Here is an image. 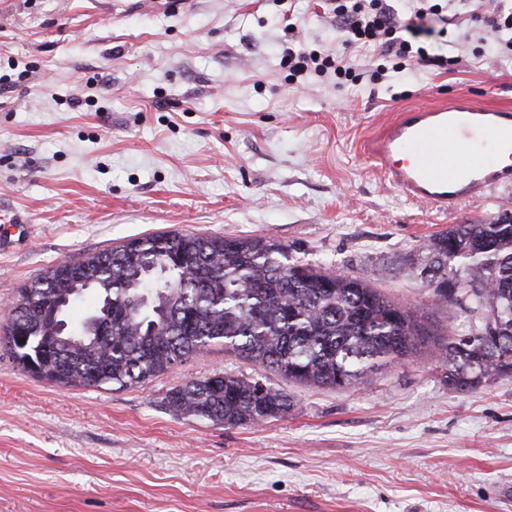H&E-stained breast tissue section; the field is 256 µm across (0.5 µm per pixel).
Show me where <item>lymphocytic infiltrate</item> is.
Instances as JSON below:
<instances>
[{"instance_id":"lymphocytic-infiltrate-1","label":"lymphocytic infiltrate","mask_w":512,"mask_h":512,"mask_svg":"<svg viewBox=\"0 0 512 512\" xmlns=\"http://www.w3.org/2000/svg\"><path fill=\"white\" fill-rule=\"evenodd\" d=\"M407 19H400L392 0H324V11L334 18L343 36L344 51L329 52L309 49L304 42L289 41L283 48L281 64L288 69L290 84L297 85L308 75L333 77L337 85H356L362 79L379 82L387 79H405L412 73V66L447 68L454 65L455 57L432 55L427 40L434 37L433 28L425 21L442 17L444 24H455V17L444 14L440 0H405ZM470 20H483L491 37L488 50L512 51V7L505 4L494 6L490 14H482L480 8L469 12ZM375 48V65L365 68L351 60L347 51L351 48Z\"/></svg>"}]
</instances>
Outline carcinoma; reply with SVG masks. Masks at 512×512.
Returning a JSON list of instances; mask_svg holds the SVG:
<instances>
[{
    "label": "carcinoma",
    "mask_w": 512,
    "mask_h": 512,
    "mask_svg": "<svg viewBox=\"0 0 512 512\" xmlns=\"http://www.w3.org/2000/svg\"><path fill=\"white\" fill-rule=\"evenodd\" d=\"M417 268L435 304L446 285L461 289L460 307L483 315L480 327L440 343L448 384L473 392L512 376V223L453 224L424 246ZM460 265L465 278H457ZM89 280L53 337L38 308ZM0 332L26 373L65 387L124 389L220 346L299 384L361 388L383 367L415 356L428 329L407 307L345 272L291 257L271 238L206 237L165 232L133 238L80 261L50 266L19 292ZM260 380L224 373V386L194 379L164 398L176 413L215 424H260L291 409L290 395Z\"/></svg>",
    "instance_id": "carcinoma-1"
}]
</instances>
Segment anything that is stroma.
<instances>
[{"label":"stroma","mask_w":512,"mask_h":512,"mask_svg":"<svg viewBox=\"0 0 512 512\" xmlns=\"http://www.w3.org/2000/svg\"><path fill=\"white\" fill-rule=\"evenodd\" d=\"M317 0H0V316L51 265L158 232L268 237L410 308L432 338L360 390L285 380L214 348L128 389L61 387L0 346V512H512V378L449 386L438 338L481 315L434 303L409 266L438 232L512 212V183L445 214L372 159L405 111L512 108V61L481 23L452 70L292 88L287 20L339 49ZM231 372L293 406L224 426L168 390Z\"/></svg>","instance_id":"1"}]
</instances>
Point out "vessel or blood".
<instances>
[{
	"label": "vessel or blood",
	"mask_w": 512,
	"mask_h": 512,
	"mask_svg": "<svg viewBox=\"0 0 512 512\" xmlns=\"http://www.w3.org/2000/svg\"><path fill=\"white\" fill-rule=\"evenodd\" d=\"M371 154L407 197L447 212L512 181V165L497 164L512 155V111L465 97L414 108L374 141Z\"/></svg>",
	"instance_id": "b4317fda"
}]
</instances>
